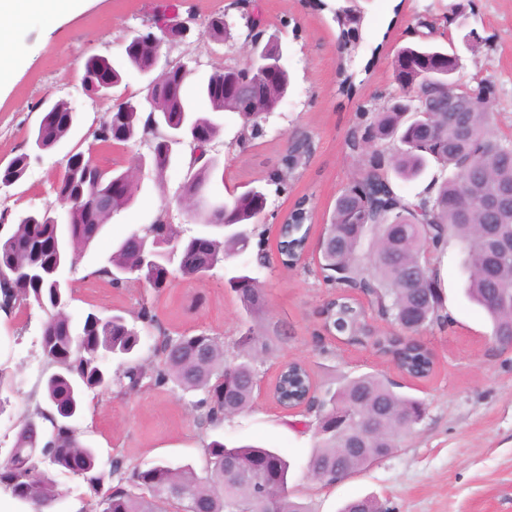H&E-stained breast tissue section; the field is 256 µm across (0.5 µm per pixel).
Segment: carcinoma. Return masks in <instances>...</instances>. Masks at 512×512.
Returning a JSON list of instances; mask_svg holds the SVG:
<instances>
[{
	"label": "carcinoma",
	"instance_id": "obj_1",
	"mask_svg": "<svg viewBox=\"0 0 512 512\" xmlns=\"http://www.w3.org/2000/svg\"><path fill=\"white\" fill-rule=\"evenodd\" d=\"M203 35L224 41V15L207 19ZM160 44L150 41L128 42L120 61L89 57L82 80H110L130 66L140 72L151 67ZM458 67L456 52L440 44L422 43L402 48L394 61L396 77L409 91L422 86L421 76L429 71L449 74ZM221 80L214 70L199 91L212 112L235 111L234 101L215 91ZM188 78L181 72V62L172 64L169 77L152 95L148 112L129 101L111 107L94 128V141L103 145L128 142L135 137L156 145L165 130L181 124L196 125L214 142L221 125L210 115L195 112L185 95ZM289 86L288 69H281L272 81L264 83L263 93L253 117L243 123L242 131L256 133L268 117L267 109L285 97ZM474 84L476 107L461 112L454 122L448 113L434 106L428 117L393 104L374 113L371 138L400 139L403 148L394 157V168L405 180L420 176L434 159L452 169V174L438 187L435 198L408 203L392 188L389 180L377 172L365 176V197L341 194L336 200L331 223L323 234L320 269L324 279L338 288H368L381 316L395 326L403 320L409 330L445 323L441 294L429 292L438 286L426 252H435L450 239L464 245L467 274L466 295L486 313L492 326L491 337L500 340L512 336V253L499 256L496 276L485 278L480 262L498 245L512 242V206L491 214L486 199L503 190L512 191V141L500 138L490 121L489 102ZM437 125L439 141L448 150L435 152L420 143L419 129L424 120ZM76 113L65 100H58L45 110L32 145L50 151L64 143L75 126ZM200 167L182 187V198L192 208L194 218L209 227L224 230L219 240L208 234L184 238L173 224L164 233L150 224L142 230L147 243L161 252L160 261L149 271L153 285L160 286L174 274L187 280H200L224 260L245 252L250 236H262L260 216L266 208V195L248 189L219 206L209 201L196 204L216 177L217 166L203 157L193 160ZM29 154L21 152L5 167H0V183L14 185L28 168ZM123 173L89 164L84 153L67 154L65 170L54 185L56 199L70 220L62 225L47 210L11 216L0 211V268L9 279L0 284V313L14 317L23 307H37L47 314L42 324V352L56 371L44 383L47 407L26 413L17 425L15 441L0 458V491L9 495L21 509L45 512L64 496L56 474H69L86 485L93 512H311L296 500L288 487L290 463L277 450L256 445L226 444L214 439L204 448L206 464L197 473L190 463L172 464L159 460L150 466L127 463L120 457L110 467L100 466L94 448L86 444L68 420L81 415L88 393L110 389L117 383L128 391L150 385H167L183 392L200 391L195 402L200 412L199 424L213 425L226 417L245 411L254 397L259 379L258 363L273 350L272 340L257 336L252 328L241 333L238 354L229 359L224 345L207 335L172 336L159 331L155 352L159 361L145 367L136 356L140 331L122 315L100 317L89 312L81 331L74 333L67 308L72 300L69 284L51 271L57 263L74 264L80 252L98 239L115 213L131 205L138 185L127 179L124 191L112 195L114 181ZM308 219L305 202H300L288 216V228L277 244V257L257 251L255 262L264 267L279 260L293 265L302 250ZM139 256L130 248L129 239L121 241L96 276L120 288L125 280L118 276L137 269ZM246 313L256 314L265 307L264 294L250 272L226 279ZM325 329L349 344L372 342L392 357L400 373L412 379H426L434 371L435 356L424 344L395 334L376 336L365 330L363 311L351 298L341 294L324 310ZM110 356L121 359L119 372L105 366ZM230 374L235 379V393L227 402L218 396L215 377ZM312 382L307 369L293 363L272 383L276 397L285 404H296ZM425 410L424 403L396 391V384L378 373H367L346 380L335 389L314 394L306 411L314 417L322 432L314 434V448L307 469L341 471L351 477L370 466L373 458L388 456L404 436L405 421ZM375 419L376 434L363 442L365 451L346 454L356 437L359 415ZM234 458L242 467L262 473L274 488L273 500L255 497L251 485L224 481V458ZM176 484L184 497L169 502L154 490ZM340 512H386L379 501L365 496L348 501Z\"/></svg>",
	"mask_w": 512,
	"mask_h": 512
}]
</instances>
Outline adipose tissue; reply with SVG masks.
<instances>
[{
    "label": "adipose tissue",
    "mask_w": 512,
    "mask_h": 512,
    "mask_svg": "<svg viewBox=\"0 0 512 512\" xmlns=\"http://www.w3.org/2000/svg\"><path fill=\"white\" fill-rule=\"evenodd\" d=\"M82 0H0V81L15 62L10 45L12 29L34 15L57 17L79 10Z\"/></svg>",
    "instance_id": "1"
}]
</instances>
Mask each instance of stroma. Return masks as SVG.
<instances>
[{
	"instance_id": "stroma-1",
	"label": "stroma",
	"mask_w": 512,
	"mask_h": 512,
	"mask_svg": "<svg viewBox=\"0 0 512 512\" xmlns=\"http://www.w3.org/2000/svg\"><path fill=\"white\" fill-rule=\"evenodd\" d=\"M318 1L84 0L75 14L52 21L29 18L15 31L17 63L0 83V164L22 148L47 105L66 100L78 124L57 149L31 153L23 180L0 191V211L58 209L51 186L71 151L90 155L105 169L135 168V201L113 215L67 273L74 326H81L90 311L103 317L120 314L132 322L145 307L171 335L205 332L217 337L229 357L236 355L235 343L250 327L277 345L258 365L263 383H270L288 360L302 361L322 390L346 378L379 373L400 384L402 393L423 400V421L382 461L329 487L305 472L313 427L301 425L299 415L283 412L263 392L255 394L248 410L202 429L193 409L198 393L169 385L138 392L116 386L88 398L75 426L103 462L113 456L143 463L165 459L200 470L203 448L211 440L262 442L289 459V488L312 512H339L348 499L365 495L376 496L387 512H512V349L492 341L487 316L467 298L465 255L456 241L433 255L448 321L420 335L436 357L435 372L425 380L406 378L371 347L340 343L323 329L320 311L336 290L324 280L313 251L291 269L252 268L266 298L264 311L255 317L246 315L220 267L201 280L173 277L159 291L134 279L114 288L96 275L117 242L159 218L186 237L222 235L194 222L180 201L192 173L189 145L179 147L177 159L160 175L145 142L104 147L94 144L91 135L113 102H143L147 80L126 70L110 99L95 101L81 90L85 61L93 55L119 60L133 35L157 33L163 20L188 28L184 41L164 43L160 53L165 61H195L185 92L197 112L211 109L198 86L214 68L246 66L255 37L281 41L290 73L287 94L255 138H241L237 114L218 113L222 129L210 155L224 180L207 193L209 202L217 203L263 188L268 252H275L278 226L296 201L309 199L311 237L319 239L337 197L373 169L388 176L395 192L408 201L436 196L438 182L450 174L448 167L433 161L420 178L402 180L393 169L399 141L370 138L372 113L404 96L393 77L394 59L403 47L423 41L441 44L453 37L462 57L458 79L478 77L494 85L491 122L501 137L512 140V0H363L359 44L351 58L359 88L350 100L339 94L336 77L339 0H322V10ZM216 13L228 23L220 43L202 33L203 21ZM294 136L310 139L314 151L289 172L282 159ZM45 318L35 307L13 320L0 315V367L14 378L9 406L0 414V448L12 447L19 419L44 402L43 384L53 371L40 345Z\"/></svg>"
}]
</instances>
